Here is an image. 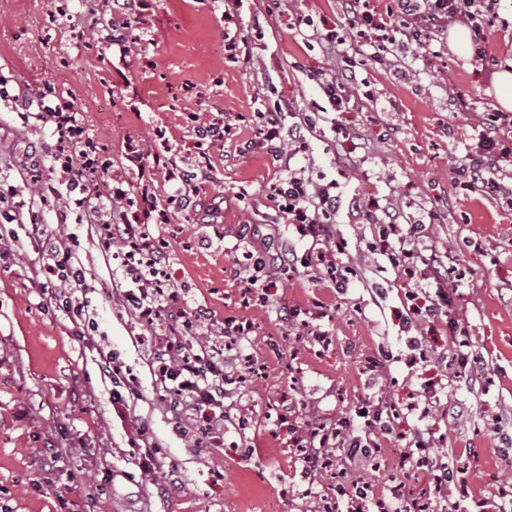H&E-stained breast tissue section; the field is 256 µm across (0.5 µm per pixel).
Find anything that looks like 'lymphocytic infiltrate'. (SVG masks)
Returning a JSON list of instances; mask_svg holds the SVG:
<instances>
[{
    "label": "lymphocytic infiltrate",
    "mask_w": 512,
    "mask_h": 512,
    "mask_svg": "<svg viewBox=\"0 0 512 512\" xmlns=\"http://www.w3.org/2000/svg\"><path fill=\"white\" fill-rule=\"evenodd\" d=\"M502 0H398L393 18H386L375 10L371 0H342V9L350 28L366 32L382 31L394 27L406 41H416L422 32L440 33L458 20H465L473 33L474 59L486 58L487 26L500 24L512 27V21L501 17ZM326 51L336 63V75L326 84L325 93L331 106L343 109L351 102L352 87L357 84L364 62L347 40L331 38ZM479 130L477 146L468 152L456 169L467 186L495 188L503 186L504 179L512 180V148L505 146L503 130L512 126V115L505 112H482L475 116ZM97 151L93 138L83 127H76L75 135L67 143L57 144L52 154L53 165L68 178L70 187L81 194H91L93 181L89 176L92 156ZM293 191V203L285 216L288 227L298 239L311 240L313 249L304 260L289 257V270L297 267L315 268L325 273L330 287L344 291L350 285L355 270L330 261V245L337 237L332 217L336 213V199L328 186L311 184L305 178L289 172L285 186L275 187V194L284 188ZM376 247L385 256L402 280L405 287L428 290L430 304L425 316L429 319L441 316L448 319V330L455 339L453 354L448 359L449 371L465 368L472 355L468 340L467 323L452 307V296L460 286V277L454 269L442 266L440 256L434 250L413 244L422 227L413 225L402 228L396 221L377 224ZM141 263L154 282L152 291L141 290V277H133L134 288L126 297L132 302L141 320L156 315V304L164 294L169 280L168 259L157 249L144 251ZM154 350L156 372L160 382L169 386L171 394L185 399L195 408L220 407L224 396V366L206 355L184 353L179 359L170 356L167 337L154 335L149 339ZM386 402L384 398L369 400L358 423L338 422L326 426L319 419L305 421L297 437L300 460L305 474H314L329 464L345 465L355 461L373 466L381 454L379 431ZM456 458L438 455L432 450V442L418 439L410 451L401 455V470L426 476L433 487L432 512H460L469 495L467 485H460L456 501L448 499V485L442 474L457 471Z\"/></svg>",
    "instance_id": "1"
}]
</instances>
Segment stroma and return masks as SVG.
<instances>
[{"instance_id":"35a3bbf8","label":"stroma","mask_w":512,"mask_h":512,"mask_svg":"<svg viewBox=\"0 0 512 512\" xmlns=\"http://www.w3.org/2000/svg\"><path fill=\"white\" fill-rule=\"evenodd\" d=\"M113 0H0V512H324L335 469L302 477L297 429L312 415L354 418L372 393L371 361L396 409L392 434L431 431L442 455L467 449L462 477L470 501L512 484L493 417L512 429V210L498 193L460 189L453 172L475 147L473 112L496 108L494 75L512 60V34L494 33L483 65L459 56L447 34L430 50L392 44L389 61H367L354 93L363 110H328L324 82L336 74L324 56L328 37L349 32L339 0H129L127 55L111 45ZM239 42L228 58L225 38ZM60 87L78 122L111 161L100 178L128 196L149 191L169 221L145 206L127 211L169 255L173 304L199 314L194 332L161 312L138 320L93 211L110 194L78 204L51 155L58 134L23 107L43 85ZM316 116L297 150L271 151L254 113L278 101ZM226 120L223 140H198L199 124ZM140 145L141 162L128 154ZM201 166L194 185L166 177L170 167ZM335 183L339 261L358 270L343 293L317 273L269 270L265 301H247L235 275V246L247 224L257 249L280 242L305 254L268 189L287 169ZM58 193L43 198V185ZM369 194L377 215L425 225L429 243L462 285L454 297L481 360L461 370L450 392L427 395L434 366L407 365L412 341L428 357L447 353L445 322L416 323L406 289L385 257L369 251V226L348 209ZM40 234H32V227ZM71 246L85 272L74 293L81 317L59 308L57 279L46 270L44 238ZM246 324L228 344L226 321ZM168 334L174 352L249 355L224 387V412L212 434L177 422L152 369L144 338ZM325 341H317L319 332ZM121 365L119 382L100 370L105 354ZM462 403L456 424L405 414L413 402ZM158 465L143 471L141 449Z\"/></svg>"}]
</instances>
